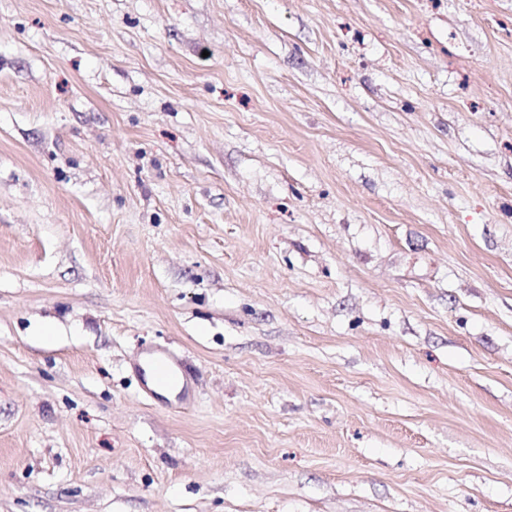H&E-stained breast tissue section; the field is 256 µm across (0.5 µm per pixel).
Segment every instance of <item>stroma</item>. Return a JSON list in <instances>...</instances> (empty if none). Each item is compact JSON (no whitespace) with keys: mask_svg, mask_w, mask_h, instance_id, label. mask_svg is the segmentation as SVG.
<instances>
[{"mask_svg":"<svg viewBox=\"0 0 512 512\" xmlns=\"http://www.w3.org/2000/svg\"><path fill=\"white\" fill-rule=\"evenodd\" d=\"M0 512H512V0H0Z\"/></svg>","mask_w":512,"mask_h":512,"instance_id":"obj_1","label":"stroma"}]
</instances>
